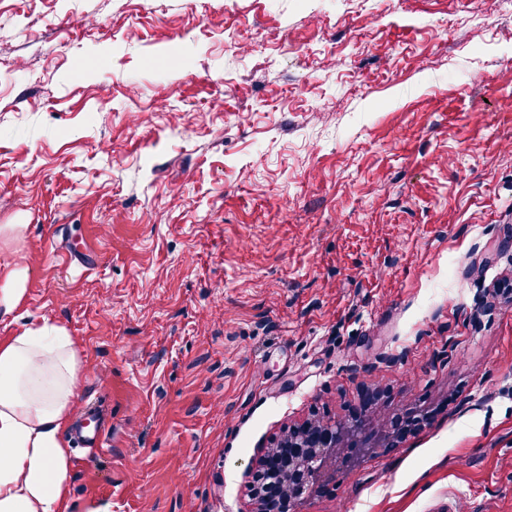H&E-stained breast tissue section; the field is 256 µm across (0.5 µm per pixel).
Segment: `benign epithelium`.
<instances>
[{"label": "benign epithelium", "instance_id": "obj_1", "mask_svg": "<svg viewBox=\"0 0 512 512\" xmlns=\"http://www.w3.org/2000/svg\"><path fill=\"white\" fill-rule=\"evenodd\" d=\"M375 424L357 407L340 421L311 417L288 431L284 440L263 450L252 475L250 512H304L307 499L334 478L336 456L345 448H382L397 427Z\"/></svg>", "mask_w": 512, "mask_h": 512}]
</instances>
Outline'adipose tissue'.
<instances>
[{"instance_id": "adipose-tissue-1", "label": "adipose tissue", "mask_w": 512, "mask_h": 512, "mask_svg": "<svg viewBox=\"0 0 512 512\" xmlns=\"http://www.w3.org/2000/svg\"><path fill=\"white\" fill-rule=\"evenodd\" d=\"M25 264L0 268V322L27 292ZM76 340L45 321L0 340V512H68L64 435L80 393Z\"/></svg>"}]
</instances>
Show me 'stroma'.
<instances>
[{
	"label": "stroma",
	"instance_id": "stroma-1",
	"mask_svg": "<svg viewBox=\"0 0 512 512\" xmlns=\"http://www.w3.org/2000/svg\"><path fill=\"white\" fill-rule=\"evenodd\" d=\"M0 265L83 348L69 512H249L312 413L415 408L305 512H512V0H0Z\"/></svg>",
	"mask_w": 512,
	"mask_h": 512
}]
</instances>
